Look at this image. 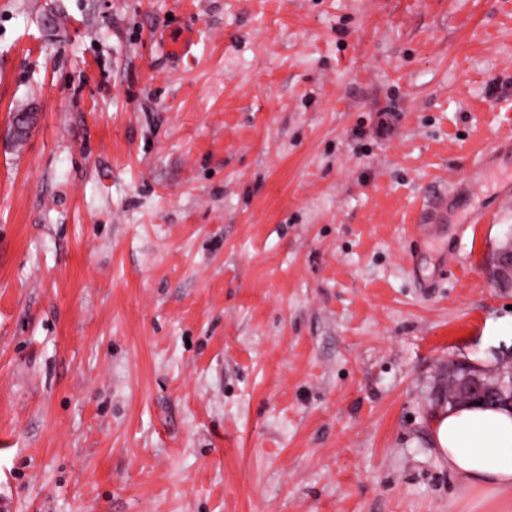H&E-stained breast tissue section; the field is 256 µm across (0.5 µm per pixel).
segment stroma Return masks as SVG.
<instances>
[{
	"label": "stroma",
	"mask_w": 512,
	"mask_h": 512,
	"mask_svg": "<svg viewBox=\"0 0 512 512\" xmlns=\"http://www.w3.org/2000/svg\"><path fill=\"white\" fill-rule=\"evenodd\" d=\"M509 135L512 0H0V512H469ZM498 149L499 147H494L488 153L481 156L474 162L468 173L452 184L451 188L448 190V198L444 197L438 204L429 210L427 218L424 223L420 225L419 234L427 235L426 231L431 229L434 224H443V222L447 221L448 204L459 196L460 190L466 181L484 179L495 171Z\"/></svg>",
	"instance_id": "obj_1"
}]
</instances>
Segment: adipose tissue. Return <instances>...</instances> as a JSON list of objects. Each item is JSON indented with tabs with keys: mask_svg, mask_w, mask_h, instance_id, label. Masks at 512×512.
Segmentation results:
<instances>
[{
	"mask_svg": "<svg viewBox=\"0 0 512 512\" xmlns=\"http://www.w3.org/2000/svg\"><path fill=\"white\" fill-rule=\"evenodd\" d=\"M431 438L448 471L484 512H512V408L459 404L439 410Z\"/></svg>",
	"mask_w": 512,
	"mask_h": 512,
	"instance_id": "ef3b65f1",
	"label": "adipose tissue"
}]
</instances>
